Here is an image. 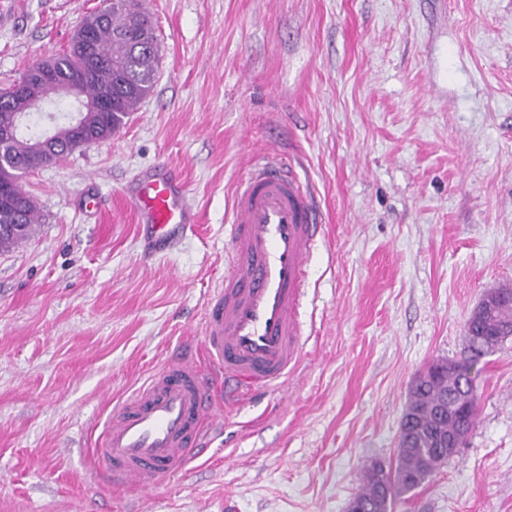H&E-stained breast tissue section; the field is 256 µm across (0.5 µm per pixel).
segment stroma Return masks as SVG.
Returning a JSON list of instances; mask_svg holds the SVG:
<instances>
[{
	"label": "stroma",
	"instance_id": "obj_1",
	"mask_svg": "<svg viewBox=\"0 0 512 512\" xmlns=\"http://www.w3.org/2000/svg\"><path fill=\"white\" fill-rule=\"evenodd\" d=\"M152 93L111 140L22 180L30 238L0 251V512H346L396 464L417 372L459 359L512 286V0H145ZM99 0H0V88L61 54ZM273 148L315 194L305 345L223 408L194 463L117 489L90 473L113 407L195 352L227 216ZM181 173L196 232L146 255L121 195ZM460 452L394 512H512V338L479 363Z\"/></svg>",
	"mask_w": 512,
	"mask_h": 512
}]
</instances>
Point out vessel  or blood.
I'll list each match as a JSON object with an SVG mask.
<instances>
[{
  "instance_id": "b4317fda",
  "label": "vessel or blood",
  "mask_w": 512,
  "mask_h": 512,
  "mask_svg": "<svg viewBox=\"0 0 512 512\" xmlns=\"http://www.w3.org/2000/svg\"><path fill=\"white\" fill-rule=\"evenodd\" d=\"M185 195L179 175L161 166L142 176L127 205L152 243L165 247L195 222ZM320 230L312 191L283 162L263 158L249 168L232 207L231 269L206 303L195 356L155 374L104 426L94 454L114 486L185 468L201 455L222 398L241 399L251 384L291 375L302 350L306 265Z\"/></svg>"
}]
</instances>
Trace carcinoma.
Listing matches in <instances>:
<instances>
[{"label": "carcinoma", "mask_w": 512, "mask_h": 512, "mask_svg": "<svg viewBox=\"0 0 512 512\" xmlns=\"http://www.w3.org/2000/svg\"><path fill=\"white\" fill-rule=\"evenodd\" d=\"M92 34L88 51L94 59L88 64L84 49L85 34ZM67 76L76 81L85 101L80 123L94 140L112 139L135 108L152 92L157 61V35L141 0H112L87 17L75 31L68 49L54 57ZM40 97L56 100L61 116L71 113L63 92L55 83L40 87ZM8 131L6 149L10 163L0 168V250L8 251L29 239L39 222L35 199L23 188L22 178L30 171L56 162L79 146L73 127L63 122L54 129V148L44 151L36 140L46 133L38 124L20 118L13 88L0 91V132ZM455 391L470 400L464 417L469 427L475 423V379L469 377L466 358L457 368L443 367L430 378L412 382L405 415L427 406L429 413L400 435L395 470L379 475L369 464L364 472V487L355 500L365 512H392L400 495L429 480L445 461L438 448V436L452 431L453 417L437 416L447 394Z\"/></svg>", "instance_id": "obj_1"}]
</instances>
